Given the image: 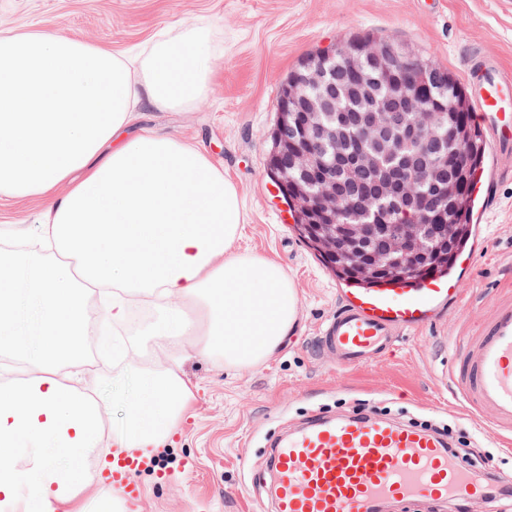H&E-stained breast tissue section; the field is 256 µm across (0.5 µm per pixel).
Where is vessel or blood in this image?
Instances as JSON below:
<instances>
[{"instance_id":"vessel-or-blood-1","label":"vessel or blood","mask_w":512,"mask_h":512,"mask_svg":"<svg viewBox=\"0 0 512 512\" xmlns=\"http://www.w3.org/2000/svg\"><path fill=\"white\" fill-rule=\"evenodd\" d=\"M473 92L475 122L497 150L512 151V73L486 67ZM461 293L459 280L441 275L416 285L342 289L318 352L344 367L370 363L452 310ZM450 377L491 436H512V301L494 302L479 333L456 344ZM268 458L274 512H382L410 500L480 502L485 512H502L482 480L449 456L444 437L383 417L313 415L278 437ZM138 468L137 459L120 454L110 472L113 488L136 506L143 499Z\"/></svg>"}]
</instances>
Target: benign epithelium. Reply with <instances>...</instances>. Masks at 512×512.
Masks as SVG:
<instances>
[{"instance_id":"7a95c632","label":"benign epithelium","mask_w":512,"mask_h":512,"mask_svg":"<svg viewBox=\"0 0 512 512\" xmlns=\"http://www.w3.org/2000/svg\"><path fill=\"white\" fill-rule=\"evenodd\" d=\"M369 52L375 70L351 66V81L340 94H307L308 89L327 87L330 82L324 69L301 64L290 81L282 84L283 107L275 130L281 181L288 183V172L296 171L305 182H317L312 193L301 185L296 190L324 220L334 222L343 204L350 211L368 215L383 198L391 200L400 213L401 220L391 225H345L343 241L350 250L358 252L363 244L372 243V250L362 254L356 265L362 277L378 274L380 261L387 254L405 261L417 258L422 230L435 235L442 231L446 207L437 196L416 193L409 170L426 172L427 181L436 188L454 172L450 159L439 153L436 133L443 125L442 113L426 107L415 85L402 79L393 80L385 93L375 94L374 71L392 72L399 56L392 44L383 41L371 43ZM343 96L364 100L367 106L359 112H345L340 106ZM322 112L340 116L325 125L316 121ZM353 140L363 146L340 157L339 172L316 174L314 161L325 144ZM404 147L409 152L402 164L382 167L380 157Z\"/></svg>"}]
</instances>
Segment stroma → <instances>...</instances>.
Instances as JSON below:
<instances>
[{
	"label": "stroma",
	"mask_w": 512,
	"mask_h": 512,
	"mask_svg": "<svg viewBox=\"0 0 512 512\" xmlns=\"http://www.w3.org/2000/svg\"><path fill=\"white\" fill-rule=\"evenodd\" d=\"M210 33V75L202 95L173 111L143 112L141 124L205 151L223 167L243 203L244 224L232 253L278 263L294 286L297 322L283 346L252 367L228 368L222 353L180 355L191 397L173 435L137 474L141 512H264L269 505L266 448L270 436L309 415L385 407L393 419L444 421L472 447L512 471V444L492 441L464 408L448 377L454 345L475 335L497 300H512V153L488 154L480 181L472 266L461 302L418 334L399 339L391 355L342 369L323 359L316 338L337 307L339 281L271 194L270 135L281 81L306 56L338 41L368 35L437 59L465 77L471 54L484 52L512 71V7L505 0H0V36L61 33L122 55L150 49L162 33ZM46 201L0 193V243L38 240ZM163 316L155 308L126 320L132 357L87 366L110 420L106 436L124 430L135 392L131 363L156 364L151 336Z\"/></svg>",
	"instance_id": "obj_1"
}]
</instances>
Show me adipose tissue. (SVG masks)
<instances>
[{
	"instance_id": "ef3b65f1",
	"label": "adipose tissue",
	"mask_w": 512,
	"mask_h": 512,
	"mask_svg": "<svg viewBox=\"0 0 512 512\" xmlns=\"http://www.w3.org/2000/svg\"><path fill=\"white\" fill-rule=\"evenodd\" d=\"M206 40L202 30L160 39L139 59L63 35L0 37V193L47 195L84 174L45 209L43 237L59 259L0 249L1 275L30 268L40 310L37 361L0 395V512H60L95 480L76 470L105 453L106 410L77 370L90 293L105 290L104 321L122 323L139 298L165 316L156 345L219 350L238 367L277 349L297 319L283 269L229 251L243 210L223 171L196 147L132 128L144 107L200 94ZM138 382L112 447H157L189 402L176 366Z\"/></svg>"
}]
</instances>
